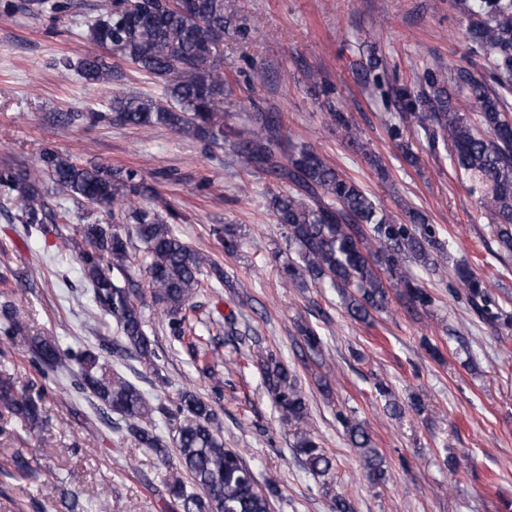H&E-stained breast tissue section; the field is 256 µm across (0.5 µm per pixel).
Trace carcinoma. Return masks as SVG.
<instances>
[{"mask_svg": "<svg viewBox=\"0 0 512 512\" xmlns=\"http://www.w3.org/2000/svg\"><path fill=\"white\" fill-rule=\"evenodd\" d=\"M470 10L479 19L467 32L474 50L494 57L495 70L512 77V0H476ZM88 40L133 64L140 71L166 80L159 97L116 93L109 101L112 120L135 127H164L190 137L207 147L227 144L240 169L261 171L294 186L291 193H274L270 208L284 229L289 248H296L300 263L283 267L291 283L328 284L340 291L344 309L354 321L370 324L374 314L390 304V291L406 299L413 312L433 303L430 293L410 273L409 263L436 266L434 252H443L432 225L419 214L404 224L388 215L350 177L328 164L318 153L295 147L281 135V118L268 113L256 125L235 128L224 123L226 80L221 63L224 37H245L247 27L224 12V0H112V5L87 27ZM90 85H110L112 67L89 53L76 62H66ZM430 94L410 114L426 135L452 147L458 168L495 221L501 249L512 252V118L503 112L502 98L489 90L486 81L469 68L456 69L453 82L464 102L453 98L443 75L426 74ZM479 111L482 129L468 116V107ZM328 119L345 133L347 144L362 150L360 132L345 113L329 108ZM82 205L110 207L143 247V266L154 298L163 305L172 333L183 337L189 325L187 311L201 288L200 275L210 269L212 279L224 283V274L209 256L187 246L173 231L181 219L173 208L165 214L151 207L158 191L136 170L104 165H82L71 156L45 148L35 169L0 168V194L16 219L38 231L45 224L66 220L50 205L43 176ZM210 233L233 254L239 247L237 234L219 225ZM77 259L83 278L92 288L99 310L112 316L124 350L151 367L157 358L154 341L147 335L143 312L134 289L119 286L111 273L127 275L131 239L99 223L82 224ZM455 277L473 312L483 321L512 326V313L503 309L489 285L469 267H459ZM6 336L30 341L43 371H54L72 360L78 366V386L90 392L117 415L116 428L126 431L161 462L169 457V444L157 433L156 415L177 423L173 442L179 461L189 476L180 472L166 478V490L181 512H270L277 496V483L260 486L241 454L224 447L223 426L217 413L198 395L182 392L176 411L151 404L124 377L110 372L103 353L85 350L73 355L51 337L23 335L24 323L15 311L8 312ZM267 391L284 424L294 428L293 448L308 473L316 478L332 474V459L315 437L298 427L307 416L302 388L287 366L268 356L263 361ZM43 397L17 391L10 379L0 375V416L21 418L30 429L47 424ZM364 461L367 475L379 483L385 478V460L372 448L364 423L338 414ZM10 464L23 482L37 480L38 471L29 458L16 450Z\"/></svg>", "mask_w": 512, "mask_h": 512, "instance_id": "1", "label": "carcinoma"}]
</instances>
